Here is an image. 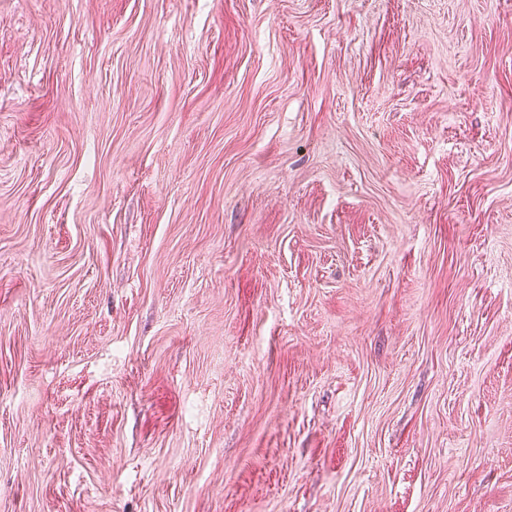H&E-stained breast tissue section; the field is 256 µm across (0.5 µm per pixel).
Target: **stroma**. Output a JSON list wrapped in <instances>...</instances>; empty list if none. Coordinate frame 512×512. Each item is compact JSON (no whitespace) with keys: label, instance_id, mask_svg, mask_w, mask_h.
<instances>
[{"label":"stroma","instance_id":"stroma-1","mask_svg":"<svg viewBox=\"0 0 512 512\" xmlns=\"http://www.w3.org/2000/svg\"><path fill=\"white\" fill-rule=\"evenodd\" d=\"M0 512H512V0H0Z\"/></svg>","mask_w":512,"mask_h":512}]
</instances>
